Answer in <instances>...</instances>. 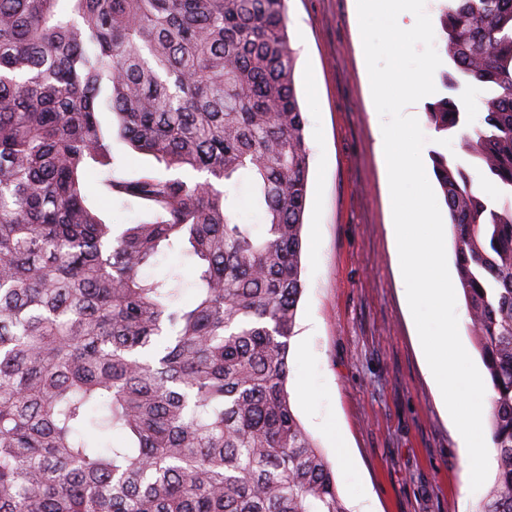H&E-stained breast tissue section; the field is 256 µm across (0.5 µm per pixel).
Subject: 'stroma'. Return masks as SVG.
I'll use <instances>...</instances> for the list:
<instances>
[{"label": "stroma", "mask_w": 512, "mask_h": 512, "mask_svg": "<svg viewBox=\"0 0 512 512\" xmlns=\"http://www.w3.org/2000/svg\"><path fill=\"white\" fill-rule=\"evenodd\" d=\"M288 30L309 148L305 290L289 351L292 409L330 462L349 512H475L487 490L469 483L393 254L377 152L381 119L354 0H288ZM444 94L437 88L409 109L427 138L423 165L431 167L432 151L443 152L482 186L460 135L440 137L428 121L427 105ZM334 425L347 457L336 452Z\"/></svg>", "instance_id": "obj_1"}]
</instances>
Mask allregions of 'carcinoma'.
I'll use <instances>...</instances> for the list:
<instances>
[{
  "mask_svg": "<svg viewBox=\"0 0 512 512\" xmlns=\"http://www.w3.org/2000/svg\"><path fill=\"white\" fill-rule=\"evenodd\" d=\"M288 0H0V512H348L296 418L306 120ZM451 92L491 86L462 132L489 191L432 153L512 512V0H448ZM115 116L105 126L100 114ZM161 169L115 166L112 140ZM147 218L118 235L84 171ZM247 178L263 230L237 220ZM176 253L182 276L145 274ZM122 441H110L113 433Z\"/></svg>",
  "mask_w": 512,
  "mask_h": 512,
  "instance_id": "cac0c4a2",
  "label": "carcinoma"
}]
</instances>
